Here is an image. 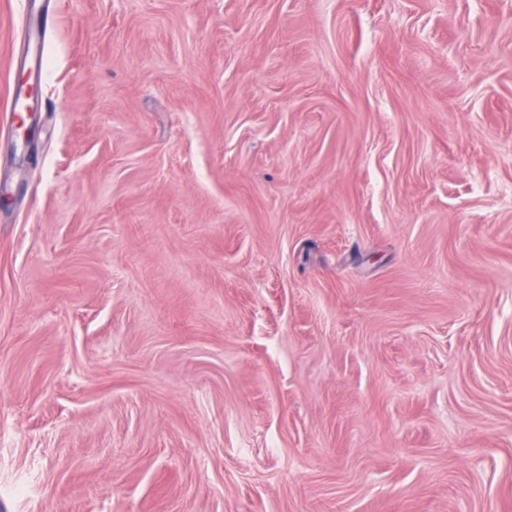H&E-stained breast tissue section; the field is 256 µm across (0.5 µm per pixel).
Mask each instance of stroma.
Returning <instances> with one entry per match:
<instances>
[{"label": "stroma", "mask_w": 512, "mask_h": 512, "mask_svg": "<svg viewBox=\"0 0 512 512\" xmlns=\"http://www.w3.org/2000/svg\"><path fill=\"white\" fill-rule=\"evenodd\" d=\"M23 2L0 512H512V0Z\"/></svg>", "instance_id": "35a3bbf8"}]
</instances>
